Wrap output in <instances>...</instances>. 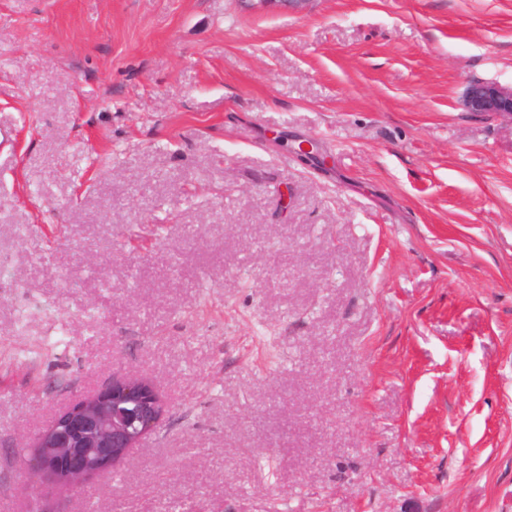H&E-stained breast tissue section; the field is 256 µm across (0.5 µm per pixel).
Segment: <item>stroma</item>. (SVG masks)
<instances>
[{
    "instance_id": "1",
    "label": "stroma",
    "mask_w": 512,
    "mask_h": 512,
    "mask_svg": "<svg viewBox=\"0 0 512 512\" xmlns=\"http://www.w3.org/2000/svg\"><path fill=\"white\" fill-rule=\"evenodd\" d=\"M474 80L512 85V0H0V512L116 373L170 411L68 512H512Z\"/></svg>"
}]
</instances>
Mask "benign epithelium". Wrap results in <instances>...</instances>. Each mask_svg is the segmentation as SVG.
Wrapping results in <instances>:
<instances>
[{"label":"benign epithelium","mask_w":512,"mask_h":512,"mask_svg":"<svg viewBox=\"0 0 512 512\" xmlns=\"http://www.w3.org/2000/svg\"><path fill=\"white\" fill-rule=\"evenodd\" d=\"M464 105L487 117L512 118V87L474 81ZM168 402L143 375L114 374L112 381L62 411L31 441V453L17 458L28 478L30 512L48 511L43 496L57 486L79 489L98 475L120 466L128 452L157 431Z\"/></svg>","instance_id":"1"}]
</instances>
